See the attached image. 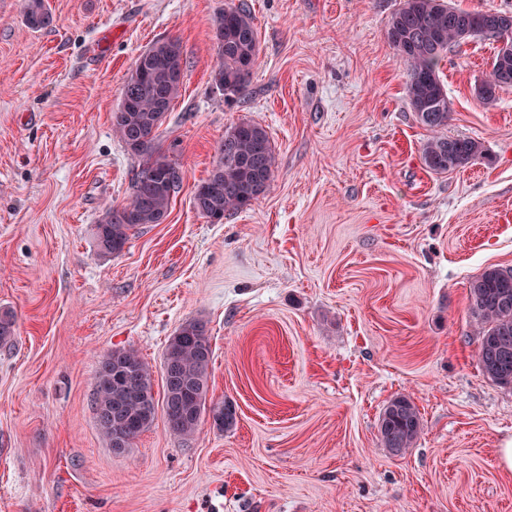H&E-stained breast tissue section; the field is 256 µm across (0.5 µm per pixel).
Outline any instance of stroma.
Returning <instances> with one entry per match:
<instances>
[{"label": "stroma", "instance_id": "1", "mask_svg": "<svg viewBox=\"0 0 512 512\" xmlns=\"http://www.w3.org/2000/svg\"><path fill=\"white\" fill-rule=\"evenodd\" d=\"M242 0H48L50 27L0 0V512H512V387L480 370L469 285L512 268V87L481 104L496 44L440 62L445 135L481 142L428 172L430 131L387 37L402 0H244L259 60L239 99L213 90L212 18ZM179 40L184 77L159 129L183 186L163 223L100 255L94 226L140 159L112 133L137 56ZM260 123L266 193L213 224L192 203L225 131ZM204 321L211 402L193 437L163 419L124 451L100 434L101 358L165 346ZM410 397L422 432L401 457L380 413ZM213 425L217 430L229 431L236 424V411L227 402L212 403L209 408Z\"/></svg>", "mask_w": 512, "mask_h": 512}]
</instances>
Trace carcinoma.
<instances>
[{
	"label": "carcinoma",
	"instance_id": "obj_1",
	"mask_svg": "<svg viewBox=\"0 0 512 512\" xmlns=\"http://www.w3.org/2000/svg\"><path fill=\"white\" fill-rule=\"evenodd\" d=\"M493 10L472 12L448 5V0H403L391 14L387 36L403 61L408 81L406 93L418 121L434 133L422 148V161L434 173L464 168L481 153L471 139L439 134L448 126V92L439 75L443 56L460 46L461 22L473 35H482ZM23 18L31 30L48 27L53 16L46 0H24ZM218 56L212 83L233 101L243 93L259 55L258 31L251 11L242 3L219 11L213 18ZM137 75H128L121 101L112 112V131L132 154L142 159L130 186L128 201L109 209L95 225L98 251L117 255L130 232L145 224H161L183 184V172L171 158L174 145L165 148L158 130L178 97L183 74L181 44L174 38L155 41L135 61ZM496 90L512 86V59L494 53L490 73ZM229 150L219 146L217 164L207 179L197 184L193 207L213 224L232 211L242 210L264 195L275 171V155L267 130L259 123L241 121L225 131ZM469 314L480 328L478 361L491 381L512 386V271L490 267L469 286ZM16 336V322L9 312L0 313V345ZM212 349L206 325L188 321L168 340L162 361V398L154 391L153 371L133 349H115L99 363L94 391V410L102 435L111 447L148 430L158 411L169 429L184 438L192 436L203 412L213 426L229 431L236 411L227 402L206 405ZM422 428L420 413L405 395L396 396L378 419L380 445L401 457L413 446Z\"/></svg>",
	"mask_w": 512,
	"mask_h": 512
}]
</instances>
